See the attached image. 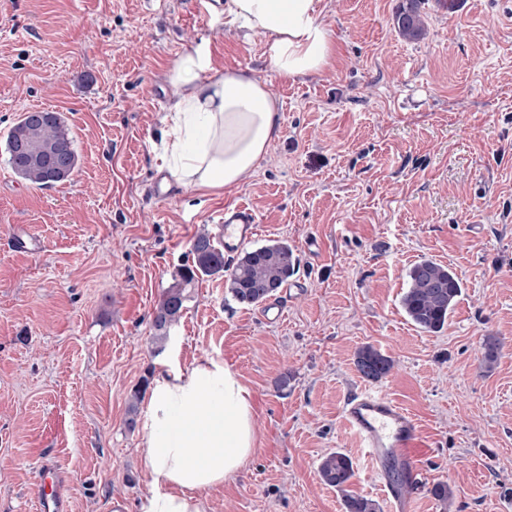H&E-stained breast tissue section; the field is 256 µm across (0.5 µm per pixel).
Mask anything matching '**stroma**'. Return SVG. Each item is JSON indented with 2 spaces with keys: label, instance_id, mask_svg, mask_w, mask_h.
<instances>
[{
  "label": "stroma",
  "instance_id": "obj_1",
  "mask_svg": "<svg viewBox=\"0 0 512 512\" xmlns=\"http://www.w3.org/2000/svg\"><path fill=\"white\" fill-rule=\"evenodd\" d=\"M197 2L0 0V512H35L46 461L73 512H139L144 382L203 356L239 374L256 425L254 454L206 512H344L318 475L336 450L354 490L390 512L343 419L368 388L420 426L412 512H512V0H421L417 41L394 25L402 0H322L336 58L296 78L272 72L266 37L217 11L200 20ZM196 53L265 81L281 132L238 186L160 199L169 75ZM41 109L62 113L78 154L50 187L18 177L6 151ZM239 205L260 226L253 246L285 242L298 258L283 320L211 276L155 341L152 313L195 235ZM423 260L462 283L437 333L401 307ZM365 345L395 362L380 381L355 366ZM439 481L448 502L430 492Z\"/></svg>",
  "mask_w": 512,
  "mask_h": 512
}]
</instances>
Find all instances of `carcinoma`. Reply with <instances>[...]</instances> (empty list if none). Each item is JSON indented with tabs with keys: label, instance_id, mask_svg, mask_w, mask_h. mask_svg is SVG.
Wrapping results in <instances>:
<instances>
[{
	"label": "carcinoma",
	"instance_id": "carcinoma-1",
	"mask_svg": "<svg viewBox=\"0 0 512 512\" xmlns=\"http://www.w3.org/2000/svg\"><path fill=\"white\" fill-rule=\"evenodd\" d=\"M395 24L406 39L417 41L424 34L420 0H405L395 14ZM24 141L40 153L60 144L73 145V137L61 114L38 111L22 118L7 134V153L12 145ZM9 164L23 180L39 186H52L67 181L78 165L76 151L70 152L68 166L50 171L40 160L8 157ZM191 261L183 264L173 282L154 309L152 328L158 341L167 339L170 327L181 317L189 290L203 277L223 274L232 300L254 306L267 300L292 276L298 267L294 250L285 243H273L247 249L237 262L229 266L215 236L204 231L192 241ZM408 287L401 298L406 316L421 330L435 333L444 328L461 293V283L448 266L432 260L420 261L407 272ZM361 375L371 381L385 378L393 369V360L371 346L362 347L356 357ZM318 474L322 483L342 494L345 512H379L378 504L351 490L354 477L349 456L333 451L322 458Z\"/></svg>",
	"mask_w": 512,
	"mask_h": 512
}]
</instances>
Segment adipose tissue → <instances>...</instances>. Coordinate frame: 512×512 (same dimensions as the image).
<instances>
[{
  "instance_id": "1",
  "label": "adipose tissue",
  "mask_w": 512,
  "mask_h": 512,
  "mask_svg": "<svg viewBox=\"0 0 512 512\" xmlns=\"http://www.w3.org/2000/svg\"><path fill=\"white\" fill-rule=\"evenodd\" d=\"M321 0H224L230 24L268 37V61L284 78L321 73L335 54ZM201 78L189 77V70ZM181 95L164 121L175 162L166 181L202 193L239 184L281 130L280 106L265 82L238 69L212 73L208 56L177 66ZM251 394L238 374L208 357L159 374L143 423L141 467L149 493L140 512H205L207 492L223 486L255 451Z\"/></svg>"
}]
</instances>
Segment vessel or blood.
Segmentation results:
<instances>
[{
  "mask_svg": "<svg viewBox=\"0 0 512 512\" xmlns=\"http://www.w3.org/2000/svg\"><path fill=\"white\" fill-rule=\"evenodd\" d=\"M217 229L220 247L232 254L253 239L258 224L253 211L242 206L225 211ZM344 420L375 466L395 512H411L403 485L416 477L413 456L421 435L415 419L386 395L363 391L346 400ZM34 490L38 512H72L68 482L55 466L37 470Z\"/></svg>",
  "mask_w": 512,
  "mask_h": 512,
  "instance_id": "1",
  "label": "vessel or blood"
}]
</instances>
